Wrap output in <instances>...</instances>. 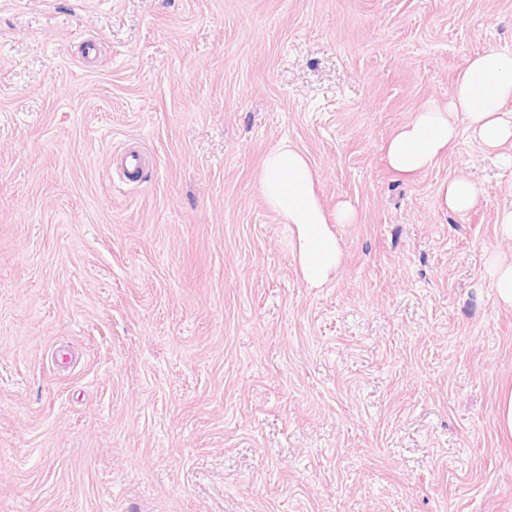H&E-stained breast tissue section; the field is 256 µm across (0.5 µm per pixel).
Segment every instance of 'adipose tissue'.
Returning <instances> with one entry per match:
<instances>
[{
  "label": "adipose tissue",
  "mask_w": 512,
  "mask_h": 512,
  "mask_svg": "<svg viewBox=\"0 0 512 512\" xmlns=\"http://www.w3.org/2000/svg\"><path fill=\"white\" fill-rule=\"evenodd\" d=\"M512 54L494 48L470 57L456 81L447 104L430 103L404 124L387 148L389 165L401 173L428 169L444 155L458 135L457 119H464L478 143L496 150L512 143ZM261 187L269 208L287 224L303 279L321 287L339 267L342 252L332 223L351 224L356 216L349 207L328 219L315 190V176L304 153L291 142L270 152L261 171ZM481 186L457 175L441 184L440 207L457 213L471 209Z\"/></svg>",
  "instance_id": "ef3b65f1"
}]
</instances>
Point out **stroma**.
<instances>
[{
	"label": "stroma",
	"mask_w": 512,
	"mask_h": 512,
	"mask_svg": "<svg viewBox=\"0 0 512 512\" xmlns=\"http://www.w3.org/2000/svg\"><path fill=\"white\" fill-rule=\"evenodd\" d=\"M489 47L512 0H0V512H512V168L385 159ZM285 139L358 215L319 288ZM261 187L281 224H289L303 279L321 287L339 267L342 252L315 190V176L304 153L288 141L263 162ZM481 186L466 175H457L441 184L438 191L439 205L457 213L471 209L481 195ZM494 288L497 299L505 308H512V260H496Z\"/></svg>",
	"instance_id": "35a3bbf8"
}]
</instances>
